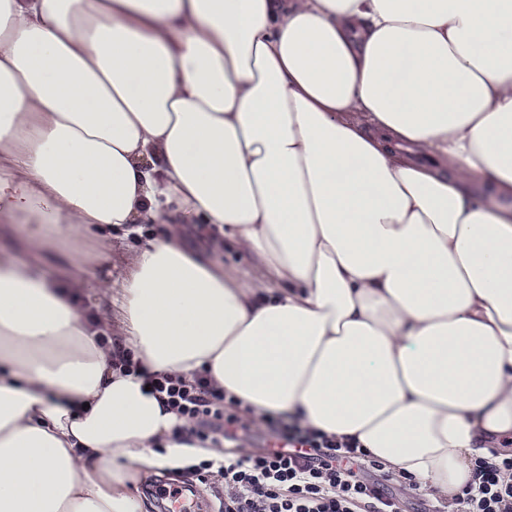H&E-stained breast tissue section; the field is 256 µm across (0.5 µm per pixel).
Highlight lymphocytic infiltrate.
Segmentation results:
<instances>
[{"instance_id":"f902f5d3","label":"lymphocytic infiltrate","mask_w":512,"mask_h":512,"mask_svg":"<svg viewBox=\"0 0 512 512\" xmlns=\"http://www.w3.org/2000/svg\"><path fill=\"white\" fill-rule=\"evenodd\" d=\"M144 379L152 394L191 421L187 443L220 448L238 441L243 422L205 378L188 383L148 372ZM267 424L282 447L187 467V474L213 470L223 479L222 512H402L400 499L368 477V470L382 465L362 449L296 419L271 417ZM457 501L461 512H512V456L475 460L473 478Z\"/></svg>"}]
</instances>
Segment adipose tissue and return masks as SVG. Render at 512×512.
I'll list each match as a JSON object with an SVG mask.
<instances>
[{
    "label": "adipose tissue",
    "instance_id": "adipose-tissue-1",
    "mask_svg": "<svg viewBox=\"0 0 512 512\" xmlns=\"http://www.w3.org/2000/svg\"><path fill=\"white\" fill-rule=\"evenodd\" d=\"M144 221L96 279L83 243ZM0 223V512H147L141 470L221 455L113 366L57 252L148 371L414 492L512 449V0H0ZM143 234L126 235L125 230L109 232V243L104 247L100 242H90L83 245L89 261L96 268V275L99 279L112 280L115 282L122 278L128 271L129 258L141 241L146 240L155 233L159 235L163 230L162 224H145ZM102 249L108 250V258L98 261V252Z\"/></svg>",
    "mask_w": 512,
    "mask_h": 512
}]
</instances>
